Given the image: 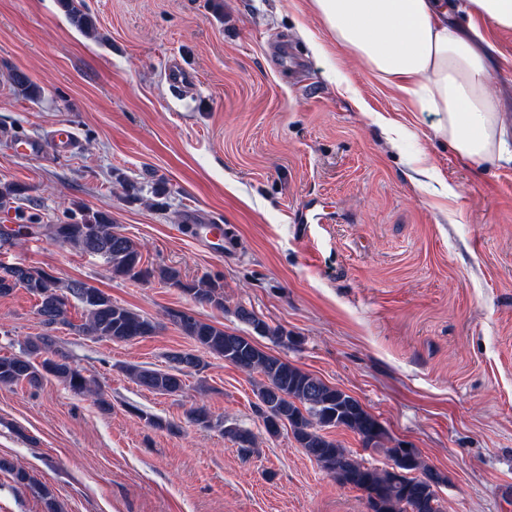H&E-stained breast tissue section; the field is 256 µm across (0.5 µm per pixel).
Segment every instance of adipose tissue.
I'll list each match as a JSON object with an SVG mask.
<instances>
[{
	"mask_svg": "<svg viewBox=\"0 0 512 512\" xmlns=\"http://www.w3.org/2000/svg\"><path fill=\"white\" fill-rule=\"evenodd\" d=\"M337 44L412 107L440 114L437 136L467 159L512 162V121L492 89L486 39L448 17L512 32V0H310Z\"/></svg>",
	"mask_w": 512,
	"mask_h": 512,
	"instance_id": "1",
	"label": "adipose tissue"
}]
</instances>
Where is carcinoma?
Wrapping results in <instances>:
<instances>
[{"mask_svg": "<svg viewBox=\"0 0 512 512\" xmlns=\"http://www.w3.org/2000/svg\"><path fill=\"white\" fill-rule=\"evenodd\" d=\"M57 3L75 28L89 35L97 33L96 22L86 12L83 0H57ZM11 79L14 88L23 96L30 99L39 96V87L26 73L15 71ZM45 231L61 245L102 256L115 278L135 282L156 278L180 290L197 305L224 309V284L221 281L207 276L188 280L172 266H144L140 248L115 230L105 212L82 214L65 224H49ZM18 288L37 300V315L45 332L28 341L21 352L0 356V386L11 387L24 382L33 386L51 376L72 391L93 398L100 410H109L111 404L103 396L100 386L85 376L83 370L70 361L69 355L58 348L53 331L59 326H67L75 334L94 340L131 342L154 334L156 323L113 302L108 295L86 282L62 280L43 269L0 263V297L9 296ZM72 300L78 301L83 308L84 320L79 324L69 319ZM166 316L171 324L194 341L196 349L168 354L165 369L130 365L126 367L130 379L154 392L177 394L184 389V376L205 367L204 353L249 375L256 373L261 380L255 383L254 392L265 432L276 436L287 426L305 454L341 485L366 493L373 487L383 489L385 495L381 502L367 498L370 512H442L438 491L447 478L432 473L420 453L405 457L396 471H377L328 436L330 428L345 429L358 435L365 448L379 449L392 460L400 456V448L378 438L372 414L357 398L265 351L250 335L226 330L182 310H169ZM235 316L253 333L278 346L286 347L293 342L292 337L285 336V330L270 326L252 310L239 306ZM224 437L243 457L254 453L257 440L251 429L237 424L226 425ZM0 472L10 474L16 485L39 497L47 512H61L51 490L16 467L11 459L0 457Z\"/></svg>", "mask_w": 512, "mask_h": 512, "instance_id": "1", "label": "carcinoma"}]
</instances>
